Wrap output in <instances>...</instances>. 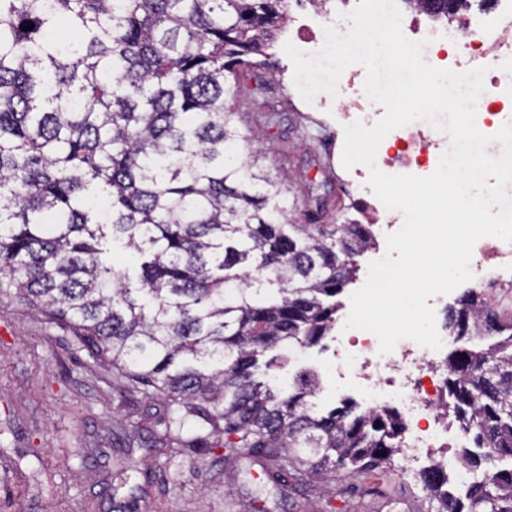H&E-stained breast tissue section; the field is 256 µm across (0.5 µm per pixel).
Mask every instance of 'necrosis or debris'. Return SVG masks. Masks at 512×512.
Masks as SVG:
<instances>
[{
    "label": "necrosis or debris",
    "instance_id": "4bbe7bcc",
    "mask_svg": "<svg viewBox=\"0 0 512 512\" xmlns=\"http://www.w3.org/2000/svg\"><path fill=\"white\" fill-rule=\"evenodd\" d=\"M358 0H316L300 13H293L294 29L289 40L298 49L312 53L324 43V24L339 14L352 11ZM404 34L419 41L434 40L433 65L454 71L488 67L487 97L492 110L476 115L478 129L495 134L512 120V76L500 65L512 58V0H465L453 18L434 17L418 9H408L402 21ZM343 99L336 102V123L373 125L380 114L373 102L356 87L355 73L342 75ZM448 142L432 127L414 122L391 131L380 143L378 153L388 174L426 177L437 168ZM356 195L355 210L369 214L375 227V258L387 253L386 236L399 228V214L387 210L367 186L368 172L357 165L348 170ZM472 286L512 287V242L484 237L473 248ZM442 351L423 347L414 341H400L388 354H380L378 340L370 332L345 329L336 324L314 371L331 392L359 399L365 410H396L403 422L397 438L399 468L413 477L436 465L455 470L459 489L485 480L484 472L463 465L460 449L470 447L468 434L453 422L446 402L445 369Z\"/></svg>",
    "mask_w": 512,
    "mask_h": 512
}]
</instances>
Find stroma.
I'll return each instance as SVG.
<instances>
[{"instance_id":"stroma-1","label":"stroma","mask_w":512,"mask_h":512,"mask_svg":"<svg viewBox=\"0 0 512 512\" xmlns=\"http://www.w3.org/2000/svg\"><path fill=\"white\" fill-rule=\"evenodd\" d=\"M276 72L258 96L234 105L242 125L267 128L265 167L285 184L303 179L290 216L299 223L339 224L350 208L332 153L336 117L307 103L293 83V64L275 45ZM278 109L268 124L267 103ZM73 339L9 293L0 292V512H428L418 480L395 469L339 478L342 496L329 499L325 482L295 485L268 473L259 454L224 447H169L163 443V403L123 393L111 368L73 354ZM42 449L41 459L27 456ZM141 484L137 505L109 488ZM359 487L356 495L347 486Z\"/></svg>"}]
</instances>
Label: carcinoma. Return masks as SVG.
I'll return each instance as SVG.
<instances>
[{
    "label": "carcinoma",
    "mask_w": 512,
    "mask_h": 512,
    "mask_svg": "<svg viewBox=\"0 0 512 512\" xmlns=\"http://www.w3.org/2000/svg\"><path fill=\"white\" fill-rule=\"evenodd\" d=\"M286 22L285 0H0V289L164 397L192 445L276 448L278 473L330 483L392 466L402 422L352 399L318 414L313 377L286 396L257 377L267 352L330 333L373 243L368 224L292 221L302 187L238 126L232 100ZM445 320L495 338L449 353L444 383L464 463L499 465L462 496L439 467L422 485L435 512H512V317L471 289Z\"/></svg>",
    "instance_id": "1"
}]
</instances>
